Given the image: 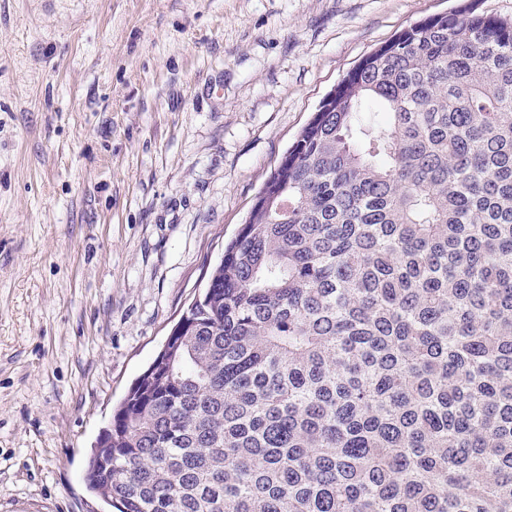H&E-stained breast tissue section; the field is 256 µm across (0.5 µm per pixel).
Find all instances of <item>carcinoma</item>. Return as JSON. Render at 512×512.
<instances>
[{
  "mask_svg": "<svg viewBox=\"0 0 512 512\" xmlns=\"http://www.w3.org/2000/svg\"><path fill=\"white\" fill-rule=\"evenodd\" d=\"M112 413L117 512H512V17L367 55Z\"/></svg>",
  "mask_w": 512,
  "mask_h": 512,
  "instance_id": "cac0c4a2",
  "label": "carcinoma"
}]
</instances>
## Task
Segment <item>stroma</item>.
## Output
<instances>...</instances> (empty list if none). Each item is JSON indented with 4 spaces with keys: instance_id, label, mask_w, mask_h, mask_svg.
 <instances>
[{
    "instance_id": "35a3bbf8",
    "label": "stroma",
    "mask_w": 512,
    "mask_h": 512,
    "mask_svg": "<svg viewBox=\"0 0 512 512\" xmlns=\"http://www.w3.org/2000/svg\"><path fill=\"white\" fill-rule=\"evenodd\" d=\"M462 0H0V512L93 443L326 97Z\"/></svg>"
}]
</instances>
